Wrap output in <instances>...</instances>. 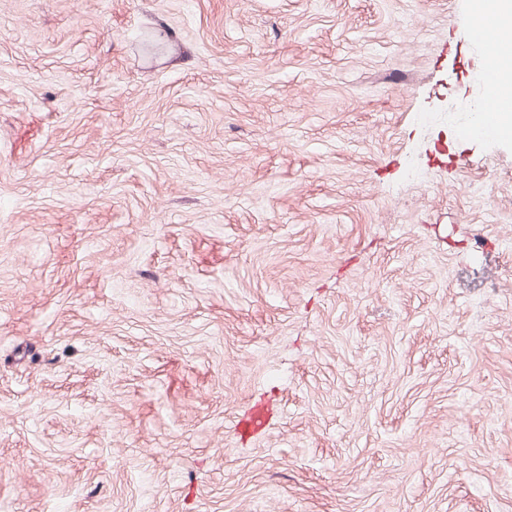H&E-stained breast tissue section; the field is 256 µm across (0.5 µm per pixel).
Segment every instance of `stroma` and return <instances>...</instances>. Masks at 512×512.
Segmentation results:
<instances>
[{
    "mask_svg": "<svg viewBox=\"0 0 512 512\" xmlns=\"http://www.w3.org/2000/svg\"><path fill=\"white\" fill-rule=\"evenodd\" d=\"M467 3L0 0L6 512H512Z\"/></svg>",
    "mask_w": 512,
    "mask_h": 512,
    "instance_id": "1",
    "label": "stroma"
}]
</instances>
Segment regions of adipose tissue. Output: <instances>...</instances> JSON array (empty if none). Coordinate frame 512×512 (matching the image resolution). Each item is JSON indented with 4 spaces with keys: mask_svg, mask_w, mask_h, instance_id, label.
Returning a JSON list of instances; mask_svg holds the SVG:
<instances>
[{
    "mask_svg": "<svg viewBox=\"0 0 512 512\" xmlns=\"http://www.w3.org/2000/svg\"><path fill=\"white\" fill-rule=\"evenodd\" d=\"M469 16L473 31L494 26L512 28V0H471ZM483 60L482 80L477 88L478 97L497 98L498 106L493 128L497 133L512 132V52L501 48L491 51L487 43H479Z\"/></svg>",
    "mask_w": 512,
    "mask_h": 512,
    "instance_id": "adipose-tissue-1",
    "label": "adipose tissue"
}]
</instances>
